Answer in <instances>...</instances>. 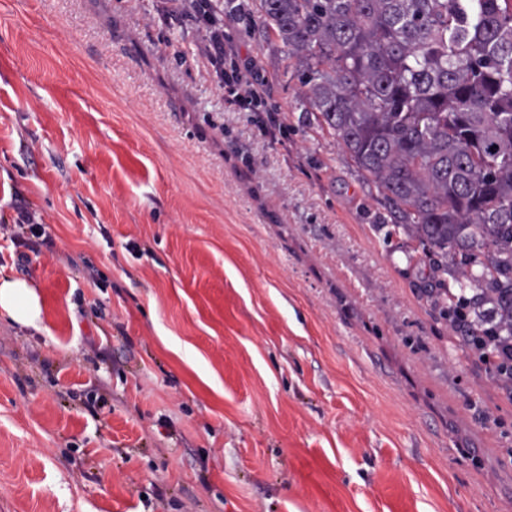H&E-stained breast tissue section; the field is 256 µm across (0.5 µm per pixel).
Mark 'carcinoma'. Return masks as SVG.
I'll list each match as a JSON object with an SVG mask.
<instances>
[{
	"label": "carcinoma",
	"instance_id": "obj_1",
	"mask_svg": "<svg viewBox=\"0 0 512 512\" xmlns=\"http://www.w3.org/2000/svg\"><path fill=\"white\" fill-rule=\"evenodd\" d=\"M235 19L288 48L309 127L422 247L433 307L485 363L512 341V0H240Z\"/></svg>",
	"mask_w": 512,
	"mask_h": 512
}]
</instances>
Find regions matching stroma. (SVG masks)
<instances>
[{"instance_id":"obj_1","label":"stroma","mask_w":512,"mask_h":512,"mask_svg":"<svg viewBox=\"0 0 512 512\" xmlns=\"http://www.w3.org/2000/svg\"><path fill=\"white\" fill-rule=\"evenodd\" d=\"M224 29L267 112L189 7L0 0V218L48 234L0 238L40 309L0 315V512H512V400L286 48ZM189 1L204 31L199 57L213 67L225 103L240 111L263 112L259 109L265 100L262 84L253 77L251 67L239 60L231 38L224 32V16L211 13L207 7L216 1ZM16 212L17 214L14 222L12 223L13 225L8 224L5 221L0 222L1 238L2 235L3 237L7 236L12 241H17L19 244L23 243L24 245H27V243L24 242L26 241L25 234L29 233L32 237L37 239L46 235V224L36 221V212L30 210L29 206L25 204L17 205ZM45 238H47V235Z\"/></svg>"}]
</instances>
